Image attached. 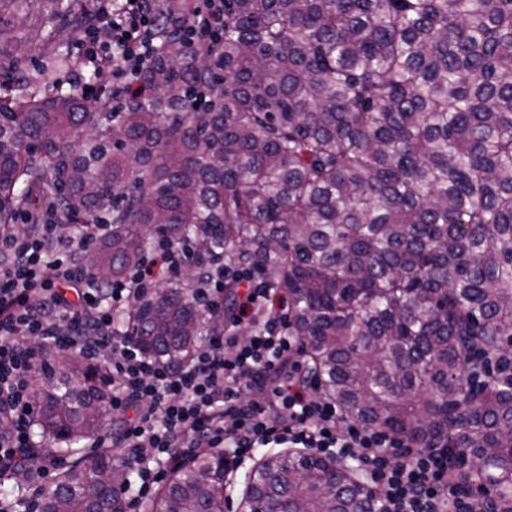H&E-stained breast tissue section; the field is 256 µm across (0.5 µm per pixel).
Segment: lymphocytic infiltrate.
<instances>
[{
	"label": "lymphocytic infiltrate",
	"instance_id": "1",
	"mask_svg": "<svg viewBox=\"0 0 512 512\" xmlns=\"http://www.w3.org/2000/svg\"><path fill=\"white\" fill-rule=\"evenodd\" d=\"M101 24L78 36L98 82L136 91V70L151 65L145 40L155 16L141 0L102 8ZM190 46L224 35V0H202L183 26ZM20 234L0 235V475L28 469L34 443L33 376L37 340L99 361L112 374V408L129 411L118 434L94 440L139 464L134 498L154 494L168 472L202 450L223 453L225 471L258 448H295L350 460L369 474L384 512H489L461 449L415 447L387 431L348 422L320 395L288 325V302L258 287L244 268L200 259L195 240L155 238L119 279L100 281L85 255L108 225L65 232L52 214L23 219ZM194 275L189 295L205 315L224 318L203 346L178 365L139 351L121 330L131 302L150 298L161 276ZM243 282L239 304L224 307V279Z\"/></svg>",
	"mask_w": 512,
	"mask_h": 512
}]
</instances>
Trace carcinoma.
I'll use <instances>...</instances> for the list:
<instances>
[{
	"label": "carcinoma",
	"mask_w": 512,
	"mask_h": 512,
	"mask_svg": "<svg viewBox=\"0 0 512 512\" xmlns=\"http://www.w3.org/2000/svg\"><path fill=\"white\" fill-rule=\"evenodd\" d=\"M42 39L60 71L98 24L93 0H50ZM146 94L89 101L0 68V225L18 210L100 224L104 280L147 230L256 269L288 298L321 393L415 445L474 449L512 475V379L482 362L512 344V0H224V38L180 27L194 0H151ZM0 24V53L23 48ZM199 312L165 284L128 314L137 346L176 365ZM109 381L58 350L35 384L36 464L71 469L45 512H114L134 464L77 445L112 430ZM224 456L173 470L149 512H224ZM247 495L263 512H368L351 471L267 456Z\"/></svg>",
	"instance_id": "obj_1"
}]
</instances>
